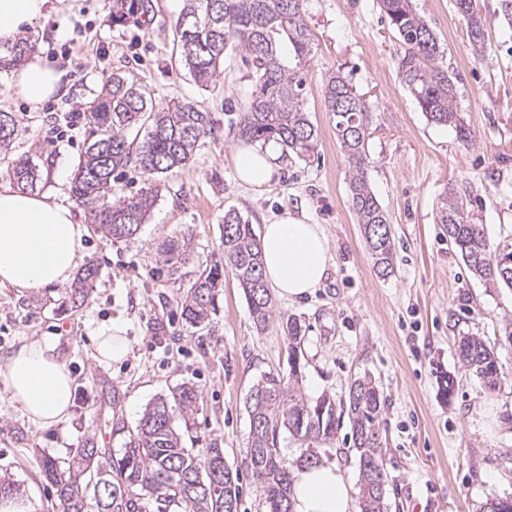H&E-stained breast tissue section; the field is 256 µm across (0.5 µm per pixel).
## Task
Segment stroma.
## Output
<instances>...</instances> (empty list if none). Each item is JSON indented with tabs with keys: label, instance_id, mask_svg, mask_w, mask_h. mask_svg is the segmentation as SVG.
<instances>
[{
	"label": "stroma",
	"instance_id": "stroma-1",
	"mask_svg": "<svg viewBox=\"0 0 512 512\" xmlns=\"http://www.w3.org/2000/svg\"><path fill=\"white\" fill-rule=\"evenodd\" d=\"M139 10L112 22V0H57L47 19L24 35L32 52L65 69L66 95L31 108L0 73V111L16 132L0 153V185L13 184L16 161L37 165L36 193L82 206L70 182L91 141L88 119L72 139L50 142L55 115L86 110L118 73L150 91L156 107L190 103L210 112L213 130L187 166L160 175L161 194L139 232L115 240L87 225L83 265L97 277L88 296L71 307L69 285L26 294L0 287V358L31 338H47L74 379L70 418L36 428L0 387V478L29 495L34 512H51L52 486L42 477L45 457L67 458L96 435L123 447L146 408L182 382H193L202 408L182 437L186 447L217 444L240 477V512H262L260 488L246 460V397L267 372L288 369L282 317L306 328L308 395H344L370 374L386 397L385 468L391 512H481L489 497L512 494V464L498 454L512 448V345L502 328L512 322V289L474 277L436 222L448 186L480 187V216L492 242H512V24L498 0H477L486 49L475 54L467 22L454 0H414L437 35L439 64L457 87V107L471 132L462 142L453 127L428 123L398 75L399 43L379 0H302L314 48L304 72V108L318 131L314 155L283 163L264 186L240 183L235 153L240 138L227 104L243 108L249 69L239 50H227L215 88L198 87L184 67L175 23L184 0H136ZM336 70L349 75L373 111L368 178L388 215L395 271L378 275L348 199L349 168L327 112L323 84ZM235 209L255 228L288 211L322 225L330 270L322 288L297 302L275 299L265 330L254 324L242 288L225 272L216 307L204 325L180 316L192 280L217 262L224 212ZM185 240L189 260L171 273L161 250ZM123 325L129 353L103 364L92 340L105 324ZM483 337L502 363L496 391L462 366L461 336ZM454 393L443 397L445 376ZM120 400H113V393Z\"/></svg>",
	"mask_w": 512,
	"mask_h": 512
}]
</instances>
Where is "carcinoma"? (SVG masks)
Wrapping results in <instances>:
<instances>
[{"label": "carcinoma", "mask_w": 512, "mask_h": 512, "mask_svg": "<svg viewBox=\"0 0 512 512\" xmlns=\"http://www.w3.org/2000/svg\"><path fill=\"white\" fill-rule=\"evenodd\" d=\"M387 24L401 49L398 74L415 96L428 121L455 128L460 140L471 133L456 106L457 89L437 64V36L416 11L413 0H380ZM467 19L475 53L485 48L483 23L475 0H457ZM181 58L204 89L215 83L224 67V52L238 48L254 76L247 106L235 126L247 142L273 141L284 157L306 160L317 146L318 131L303 107L306 76L302 63L312 51V34L301 0H186L176 23ZM30 52L21 39L0 52V72L20 65ZM327 111L350 171L349 201L378 273L394 272L392 229L372 191L367 170L372 110L348 77L332 72L323 85ZM95 139L73 174L71 193L92 223L114 239L137 234L161 191L156 183L134 195L112 199L114 173L134 167L155 177L187 165L200 141L212 133L211 114L177 102L158 109L145 88L115 74L90 106ZM0 147L14 139L16 120L0 112ZM148 126L147 139L134 146L130 135ZM23 189L36 187L39 175L29 160L13 167ZM477 187H451L440 198L437 223L457 247L470 272L492 288H512V263L500 264L496 248L475 213ZM224 263L203 271L188 289L181 316L191 326L203 324L215 310L223 268L235 272L255 324L264 327L273 313L270 288L262 271V256L253 224L234 209L224 212ZM187 247L178 240L164 244L163 263L175 270L186 261ZM96 269L86 268L71 296L85 299ZM288 340V374L265 373L246 399L249 421L248 466L260 485L264 512H291L289 489L292 463L283 455L279 436L287 431L298 441L322 442L334 437L348 421L358 467L360 512H388L379 500L378 485L388 484L384 467L383 391L369 375L356 378L341 398L322 394L311 398L301 391L306 362L301 320H281ZM462 364L493 391L500 364L490 346L478 336H463L458 345ZM201 409L197 387L184 382L170 395L149 405L124 447L102 448L89 436L83 448L67 460L43 462V477L55 490L57 512H144L147 502L157 512H238L239 474L224 461V449L187 448L176 423H189ZM483 512H512V495L490 498Z\"/></svg>", "instance_id": "1"}]
</instances>
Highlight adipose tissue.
I'll use <instances>...</instances> for the list:
<instances>
[{
	"label": "adipose tissue",
	"mask_w": 512,
	"mask_h": 512,
	"mask_svg": "<svg viewBox=\"0 0 512 512\" xmlns=\"http://www.w3.org/2000/svg\"><path fill=\"white\" fill-rule=\"evenodd\" d=\"M50 0H0V44L14 42L46 17ZM13 89L32 105L68 91L65 72L40 56L18 67ZM240 179L268 184L280 167L275 147L241 143L235 157ZM85 229L71 208L48 194L0 186V286L33 291L69 282L83 256ZM260 246L267 284L296 301L321 288L329 273V244L321 225L291 214L263 225ZM0 385L36 427L64 423L73 401V378L51 342L33 338L0 360ZM292 512H358L345 472L333 462L294 468Z\"/></svg>",
	"instance_id": "obj_1"
}]
</instances>
